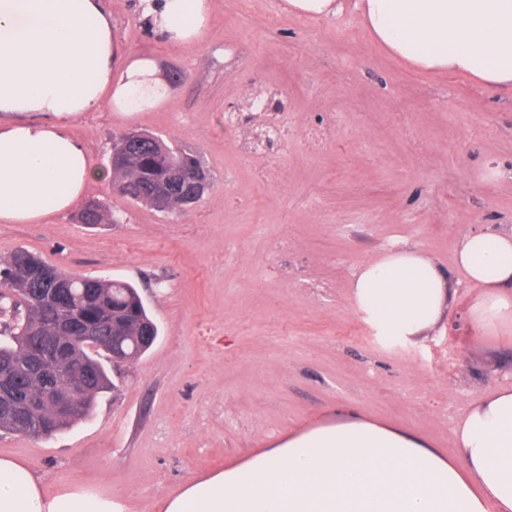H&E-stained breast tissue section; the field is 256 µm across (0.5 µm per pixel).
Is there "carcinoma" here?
<instances>
[{
    "mask_svg": "<svg viewBox=\"0 0 512 512\" xmlns=\"http://www.w3.org/2000/svg\"><path fill=\"white\" fill-rule=\"evenodd\" d=\"M184 151L168 147L160 154L148 142H133L121 161L112 166V188L122 196L147 206L163 185L169 187V210L201 198L197 170L181 165ZM82 224H110L113 215L100 202L79 216ZM8 332L25 337L19 342H0V374L9 373L13 386L31 406L27 415L36 423L5 427L4 431L35 438L52 437L92 411L98 395L116 388L106 363L120 353L133 360L144 351L133 345L138 336H158L137 289L121 280L74 276L46 264L25 250L12 254L0 268V336ZM79 340L69 363L34 366L36 337ZM56 378L61 390L72 387L71 412L59 418L47 403L42 374Z\"/></svg>",
    "mask_w": 512,
    "mask_h": 512,
    "instance_id": "carcinoma-1",
    "label": "carcinoma"
}]
</instances>
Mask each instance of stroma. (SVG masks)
Returning <instances> with one entry per match:
<instances>
[{
  "instance_id": "35a3bbf8",
  "label": "stroma",
  "mask_w": 512,
  "mask_h": 512,
  "mask_svg": "<svg viewBox=\"0 0 512 512\" xmlns=\"http://www.w3.org/2000/svg\"><path fill=\"white\" fill-rule=\"evenodd\" d=\"M105 3L120 53L156 60L170 95L152 112L86 113L72 136L101 164L124 131L153 133L197 156L210 185L159 212L93 184L85 200L116 223L89 227L73 209L0 224V262L23 248L76 276L131 282L159 327L148 352L110 369L118 390L87 418L48 439L0 431V456L48 492L159 512L188 481L350 409L454 454L470 403L512 384V349L469 328L467 283L417 342L377 335L348 284L394 242L450 272L456 236L512 227V94L412 67L350 6L313 19L286 0H208L201 41L173 49L140 0ZM258 98L281 102L284 136L265 150L243 132Z\"/></svg>"
}]
</instances>
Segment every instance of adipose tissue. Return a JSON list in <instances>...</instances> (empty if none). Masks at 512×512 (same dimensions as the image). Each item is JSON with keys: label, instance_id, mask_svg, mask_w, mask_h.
<instances>
[{"label": "adipose tissue", "instance_id": "ef3b65f1", "mask_svg": "<svg viewBox=\"0 0 512 512\" xmlns=\"http://www.w3.org/2000/svg\"><path fill=\"white\" fill-rule=\"evenodd\" d=\"M153 34L176 49L200 42L208 0H140ZM390 54L427 72L512 90V0H357ZM169 95L154 59L116 50L102 0H0V223L41 224L73 209L111 166L93 164L71 122L127 115ZM455 264L475 291L482 334L512 329V228L463 233ZM355 308L384 335L424 339L450 316L454 285L414 243L364 262ZM454 455L349 411L316 422L248 460L185 484L160 512H512V385L481 393L456 429ZM0 512H125L111 496L47 492L19 461L0 457Z\"/></svg>", "mask_w": 512, "mask_h": 512}]
</instances>
